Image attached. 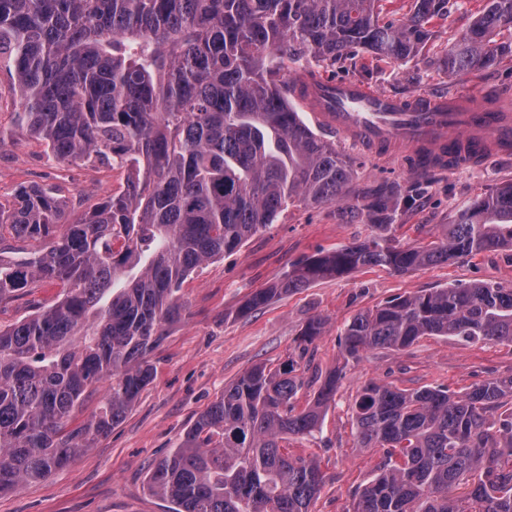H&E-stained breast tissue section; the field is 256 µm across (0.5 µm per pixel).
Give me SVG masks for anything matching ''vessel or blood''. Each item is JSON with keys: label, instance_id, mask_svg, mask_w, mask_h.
I'll use <instances>...</instances> for the list:
<instances>
[{"label": "vessel or blood", "instance_id": "b4317fda", "mask_svg": "<svg viewBox=\"0 0 512 512\" xmlns=\"http://www.w3.org/2000/svg\"><path fill=\"white\" fill-rule=\"evenodd\" d=\"M296 99L317 124L359 144L417 158L428 145L459 147L460 159L512 153V121L470 104L399 99L346 80L299 78Z\"/></svg>", "mask_w": 512, "mask_h": 512}]
</instances>
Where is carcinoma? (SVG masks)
<instances>
[{
    "instance_id": "cac0c4a2",
    "label": "carcinoma",
    "mask_w": 512,
    "mask_h": 512,
    "mask_svg": "<svg viewBox=\"0 0 512 512\" xmlns=\"http://www.w3.org/2000/svg\"><path fill=\"white\" fill-rule=\"evenodd\" d=\"M379 0H0V63L23 105L16 122L58 162L125 171V187L71 220L55 187L0 202V303L36 281L64 297L0 329V494L67 467L112 431L154 377L149 355L185 317L178 293L203 262L232 253L295 203L343 201L352 161L315 134L288 98L283 60L362 51L418 53L448 0H411L380 18ZM512 0H484L448 44V75L512 56L494 35ZM378 234L291 265L240 305L246 314L311 283L365 266L402 273L512 247V182L478 196L427 246L387 233L410 191L374 192ZM311 317L301 341L321 336ZM423 336L512 344V288L470 283L398 296L360 313L339 338L344 363ZM246 370L147 473L170 512H312L319 462L280 446L320 429L344 367L305 385ZM97 409L75 423L88 394ZM357 447L384 448L348 512H512V374L460 393L365 383L353 405Z\"/></svg>"
}]
</instances>
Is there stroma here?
I'll return each mask as SVG.
<instances>
[{"label":"stroma","mask_w":512,"mask_h":512,"mask_svg":"<svg viewBox=\"0 0 512 512\" xmlns=\"http://www.w3.org/2000/svg\"><path fill=\"white\" fill-rule=\"evenodd\" d=\"M482 6L483 0H448L447 17L432 22L431 39L406 61L378 62L359 52L332 66L318 65L307 55L286 60L285 65L293 77L313 71L359 81L399 98L426 95L482 102L497 96L512 110V97L500 95L502 88L512 85V62L456 76L448 75L443 66L449 43ZM19 109L20 100L2 68L0 199L9 198L22 185L57 186L78 215L123 188L121 169L80 161L49 162L44 146L16 126ZM317 133L353 160L350 198L291 205L239 250L198 268L181 291L188 314L168 328L165 340L152 353L154 379L126 417L66 468L0 496V512H167V503L146 488V474L154 462L176 447L196 418L244 371L261 364L275 372L292 355L298 357L297 372L305 380L295 401L299 409L313 399L318 376L340 365L345 368L320 432L305 439L286 437L282 446L291 454L319 461L325 483L315 512H349L354 493L384 458L383 449H362L356 442L352 406L365 382L408 390L440 386L459 392L490 376L512 373V346L505 343L468 344L425 336L405 350L375 349L350 362L343 360L338 344L340 333L357 313L397 296L473 282L512 288L511 248L402 274L381 266L365 267L238 315L246 297L278 279L292 263L375 235L364 215L353 216L349 210L367 204L382 185L397 182L413 188V204L400 211L392 236L404 245L424 246L435 241L440 225L451 223L464 203L512 181V156L423 172L331 130L321 127ZM61 294V286L51 282L25 289L0 304V328L55 302ZM315 315L327 319L325 332L307 354H300L297 338Z\"/></svg>","instance_id":"obj_1"}]
</instances>
